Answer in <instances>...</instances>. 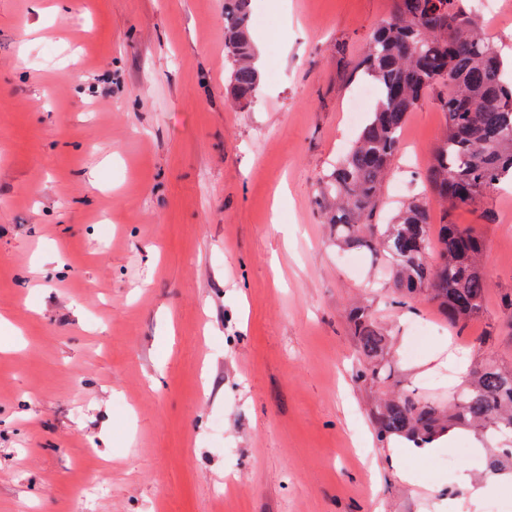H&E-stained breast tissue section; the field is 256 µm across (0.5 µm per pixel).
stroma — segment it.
<instances>
[{
	"label": "stroma",
	"instance_id": "obj_1",
	"mask_svg": "<svg viewBox=\"0 0 512 512\" xmlns=\"http://www.w3.org/2000/svg\"><path fill=\"white\" fill-rule=\"evenodd\" d=\"M251 6L279 77L237 108L224 0H0V512H440L461 466L512 443L378 442L345 321L371 301L403 391L448 395L462 349L512 367V188L454 213L486 244L483 314L461 331L395 305L385 257L353 270L314 204L391 0ZM444 127L427 94L379 222L424 192Z\"/></svg>",
	"mask_w": 512,
	"mask_h": 512
}]
</instances>
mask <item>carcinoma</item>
<instances>
[{
    "label": "carcinoma",
    "instance_id": "cac0c4a2",
    "mask_svg": "<svg viewBox=\"0 0 512 512\" xmlns=\"http://www.w3.org/2000/svg\"><path fill=\"white\" fill-rule=\"evenodd\" d=\"M224 50L225 92L244 107L261 85L249 0H224ZM503 67L466 0H393L360 62L378 88L376 107L315 198L338 244L387 254L399 303L430 302L460 329L482 314L490 283L482 269L484 241L454 223L453 212L512 182V82L502 79ZM429 92L436 93L446 122L425 174L431 196L410 200L393 223L378 224L383 177L409 112ZM346 323L365 358L355 379L386 384L388 340L371 305L355 304ZM371 415L382 442L404 437L420 447L464 425L511 435L512 369L487 358L467 371L446 404L393 391L375 402Z\"/></svg>",
    "mask_w": 512,
    "mask_h": 512
}]
</instances>
